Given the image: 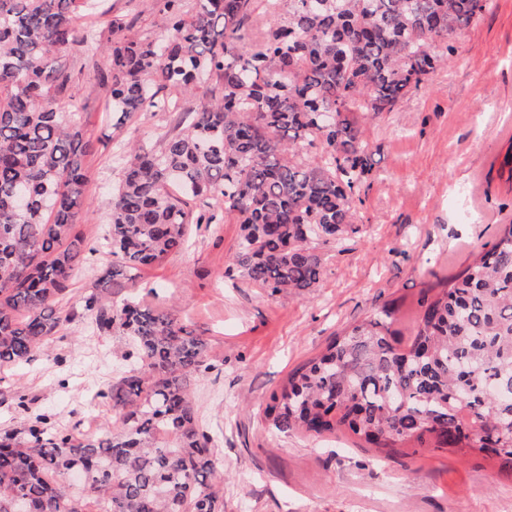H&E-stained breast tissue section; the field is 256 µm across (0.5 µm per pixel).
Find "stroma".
<instances>
[{
	"label": "stroma",
	"mask_w": 512,
	"mask_h": 512,
	"mask_svg": "<svg viewBox=\"0 0 512 512\" xmlns=\"http://www.w3.org/2000/svg\"><path fill=\"white\" fill-rule=\"evenodd\" d=\"M110 11L78 19L79 31L107 33L113 16L138 18L155 35L154 0H109ZM447 67L402 98L394 111L367 123L373 175L357 190L358 223L343 244H318L319 288L301 299L275 297L249 283L231 258L240 226L211 201H194L188 248L154 267L120 269L114 299L137 296L178 307L188 331L203 337L215 370L196 380L198 414L218 432L224 512H512V473L495 460L423 450L388 456L348 435L319 438L277 433L264 402L289 372L322 352L333 336L398 309L394 328L409 342L425 297L463 271L500 225L512 222V189L495 160L512 144V0H492L474 26L460 31ZM101 43L71 50L67 94L81 106L93 142L85 158V196L94 213L79 216L87 242L106 233L112 187L123 147L137 134L148 147L189 121V97L165 112H139L115 127L96 68ZM118 336H93L72 324L48 354L20 367H0V390L14 385L28 412L0 404V427L26 413H47L60 428L92 434L112 417L97 397L124 370Z\"/></svg>",
	"instance_id": "stroma-1"
}]
</instances>
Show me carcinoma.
<instances>
[{
  "label": "carcinoma",
  "mask_w": 512,
  "mask_h": 512,
  "mask_svg": "<svg viewBox=\"0 0 512 512\" xmlns=\"http://www.w3.org/2000/svg\"><path fill=\"white\" fill-rule=\"evenodd\" d=\"M105 0H0V366L20 365L81 317L127 339L128 369L97 392L112 408L84 435L42 414L0 429V512H224L214 437L191 380L215 368L177 310L112 300L113 272L58 307L86 254L76 231L84 157L77 112L59 111L63 58L87 37L75 15ZM491 0H154L158 33L112 18V111L164 112L195 99L189 124L146 149L130 138L108 213L112 266L181 251L211 220L190 199L224 204L241 225L234 265L270 295L320 284L318 240L356 232L355 188L372 174L364 124L448 65L458 31ZM319 145L314 154L304 145ZM424 303L412 342L396 310L351 325L288 373L265 403L279 433L347 431L386 455L479 453L512 470V224ZM85 469L71 491L65 473Z\"/></svg>",
  "instance_id": "carcinoma-1"
}]
</instances>
